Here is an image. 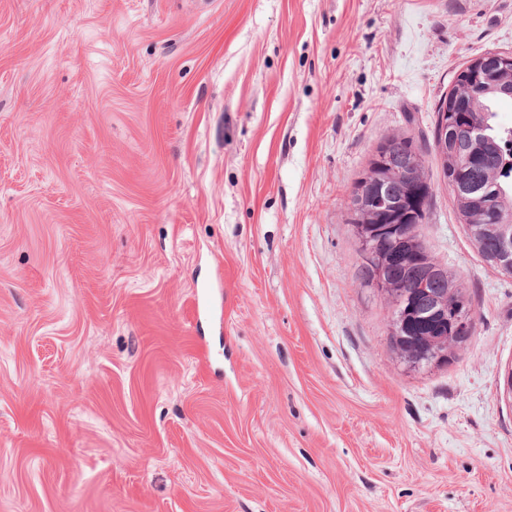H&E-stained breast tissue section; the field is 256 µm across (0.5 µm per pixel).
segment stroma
Returning <instances> with one entry per match:
<instances>
[{"label":"stroma","mask_w":512,"mask_h":512,"mask_svg":"<svg viewBox=\"0 0 512 512\" xmlns=\"http://www.w3.org/2000/svg\"><path fill=\"white\" fill-rule=\"evenodd\" d=\"M512 0H0V512H512V276L429 145ZM424 149L470 341L411 369L349 196Z\"/></svg>","instance_id":"stroma-1"}]
</instances>
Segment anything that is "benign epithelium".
Wrapping results in <instances>:
<instances>
[{"label":"benign epithelium","instance_id":"benign-epithelium-1","mask_svg":"<svg viewBox=\"0 0 512 512\" xmlns=\"http://www.w3.org/2000/svg\"><path fill=\"white\" fill-rule=\"evenodd\" d=\"M512 52L495 51L467 60L455 75L453 88L436 114V141L439 149L452 146L456 173L448 185L454 201H467L473 188L464 173L485 160L477 147L485 138V126L474 112L477 96L495 88L512 92ZM387 163L384 173L369 174L350 194L349 208L365 216L354 225L360 245L366 248L363 261L373 269L372 286L394 303L396 314L390 336L400 357L411 366L437 365L448 360L451 348L467 342L472 334L471 307L455 296L453 286L444 293L437 288L446 272L436 265L421 271L418 239L408 222L416 215L427 216L421 186L399 193L408 181L406 157L396 155L392 145L382 150ZM468 235L481 245L486 262L495 270L512 276V225L480 224L478 217L461 219Z\"/></svg>","mask_w":512,"mask_h":512}]
</instances>
